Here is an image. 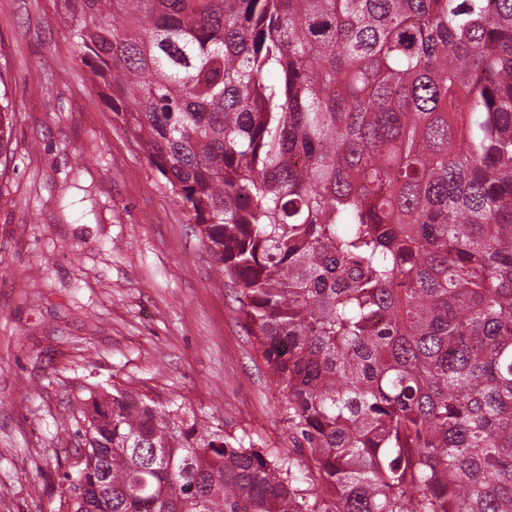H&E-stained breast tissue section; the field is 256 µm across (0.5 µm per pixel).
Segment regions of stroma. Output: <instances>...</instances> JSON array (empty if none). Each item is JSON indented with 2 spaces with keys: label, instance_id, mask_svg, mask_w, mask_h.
<instances>
[{
  "label": "stroma",
  "instance_id": "stroma-1",
  "mask_svg": "<svg viewBox=\"0 0 512 512\" xmlns=\"http://www.w3.org/2000/svg\"><path fill=\"white\" fill-rule=\"evenodd\" d=\"M0 512H50L88 390L186 402L288 448L222 264L102 94L55 0H0Z\"/></svg>",
  "mask_w": 512,
  "mask_h": 512
}]
</instances>
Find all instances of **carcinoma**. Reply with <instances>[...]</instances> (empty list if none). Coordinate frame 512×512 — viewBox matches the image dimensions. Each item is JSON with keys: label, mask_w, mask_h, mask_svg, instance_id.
I'll use <instances>...</instances> for the list:
<instances>
[{"label": "carcinoma", "mask_w": 512, "mask_h": 512, "mask_svg": "<svg viewBox=\"0 0 512 512\" xmlns=\"http://www.w3.org/2000/svg\"><path fill=\"white\" fill-rule=\"evenodd\" d=\"M57 4L292 448L114 384L50 512H512V0Z\"/></svg>", "instance_id": "obj_1"}]
</instances>
